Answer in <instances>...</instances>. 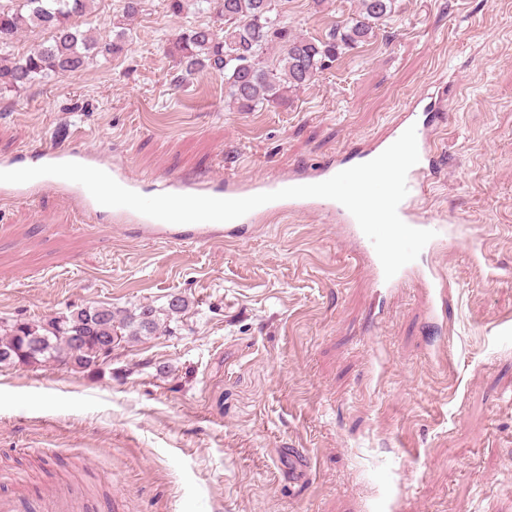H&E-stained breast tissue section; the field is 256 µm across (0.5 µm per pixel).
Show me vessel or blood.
I'll return each mask as SVG.
<instances>
[{
  "label": "vessel or blood",
  "mask_w": 512,
  "mask_h": 512,
  "mask_svg": "<svg viewBox=\"0 0 512 512\" xmlns=\"http://www.w3.org/2000/svg\"><path fill=\"white\" fill-rule=\"evenodd\" d=\"M419 162L408 172V195L400 203L398 213L401 219L415 228H425L426 220L417 205L427 185L426 163L432 151V131L422 126L416 130ZM332 167L315 169L314 173L274 181L245 183L228 177L215 180H193L181 175L170 174L163 178L161 190L171 194L206 195L217 198H242L259 193L272 192L288 186L318 183L334 176ZM132 233L140 238L172 244H212L223 240L237 241L244 237L243 225L229 221L223 224H169L157 219L131 227ZM85 505L70 490H50L37 498H30L24 491L13 496L0 497V512H84Z\"/></svg>",
  "instance_id": "obj_1"
}]
</instances>
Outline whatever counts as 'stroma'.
Masks as SVG:
<instances>
[{
    "instance_id": "35a3bbf8",
    "label": "stroma",
    "mask_w": 512,
    "mask_h": 512,
    "mask_svg": "<svg viewBox=\"0 0 512 512\" xmlns=\"http://www.w3.org/2000/svg\"><path fill=\"white\" fill-rule=\"evenodd\" d=\"M356 0H279L306 38ZM196 0H91L78 18L124 50L74 77L0 93V168L79 147L126 164L143 195L177 173L244 181L339 164L431 123L420 203L466 219L416 264L443 278L436 317L417 275L373 280L336 213L259 215L240 242L154 243L67 198L57 180L0 199V321L109 306L190 308L171 332L123 342L99 373L0 368V496L77 482L90 512H512V0H397L288 105L240 111L224 78L172 81L166 49L209 22ZM447 109L416 107L430 90ZM481 245L488 269L472 265ZM307 449L300 466L288 451Z\"/></svg>"
}]
</instances>
